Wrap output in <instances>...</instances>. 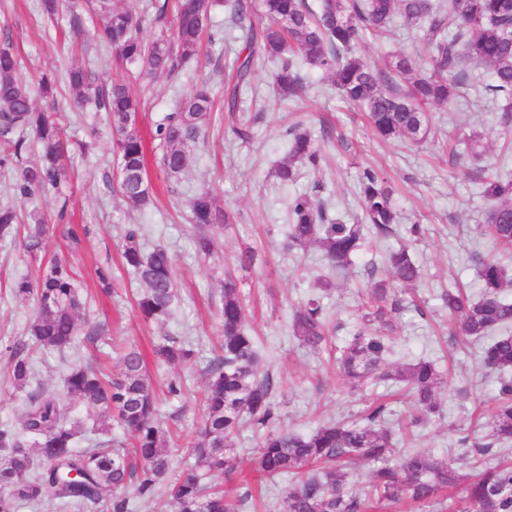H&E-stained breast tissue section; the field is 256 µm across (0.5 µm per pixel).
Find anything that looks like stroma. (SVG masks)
<instances>
[{"label": "stroma", "instance_id": "obj_1", "mask_svg": "<svg viewBox=\"0 0 512 512\" xmlns=\"http://www.w3.org/2000/svg\"><path fill=\"white\" fill-rule=\"evenodd\" d=\"M66 27L63 21L54 26L43 24L39 0H0V41L10 40L29 75L46 74L57 81L54 99L37 100V107L60 112L66 135L90 144L86 153L72 155V177L64 189L72 223L85 227L86 232L75 243L61 232H54L45 242L43 256H64L75 266L91 299L86 321L106 326L94 354L103 358L113 346L129 344L147 351L148 374L158 394L160 412L172 432L170 477L187 471L193 463L185 447L204 420L206 368L223 340L219 308L222 282L228 272L237 278L247 302L248 320L258 334L261 367L276 383L275 403L284 428L306 433L326 419H356L376 399L386 404V426L395 428L405 423L414 410L408 394L387 381L377 382L367 391L351 387L329 365L327 352H314L291 331L295 308L315 298L334 321L342 323L335 343L345 345L357 323L359 306L372 285L367 267L385 270L388 252L404 244L421 268V279L404 296V307L396 320L391 361L402 364L428 358L441 372L452 373L455 382L470 385L471 390L462 398L452 388L441 387L438 398L442 418L416 438L396 435L393 457L398 460L414 449L428 448L459 459L463 453L461 437L472 433L474 413L491 414L498 384L494 377L481 372V342L469 339L451 344L448 315L440 294L455 283L478 294L480 281L473 257L490 256L497 249L492 241L475 234L487 207L475 168L468 163H452L446 147L454 143L458 129L478 130L485 134L483 165L498 162V135L494 128L497 99L470 92L452 107L433 109V139L422 146L399 140L381 142L374 138L364 113L345 103L317 70L306 68L301 72L306 86L303 99L274 100V66L261 61L256 66L253 87L271 104L268 111L259 113L252 142L238 141L223 106H216L206 144L194 148L185 173L171 184L156 165L154 123L196 83L205 80L216 92H223L241 44L237 31L219 12L214 16V27L220 37L209 46L205 63L172 76L162 74L130 84L132 92L146 103L139 131L148 148V178L156 192L154 206L136 213L103 185L106 173L114 166L109 117L89 106H72L64 81L65 72L77 63L91 67L104 80L117 78L122 71L112 52L106 50L92 47L81 55L64 53L61 34ZM421 36L419 28L400 23L393 32L381 36L366 34L361 52L380 66L388 55L418 50ZM298 124L317 136L326 129L331 132L326 144L330 161L321 177L332 216L353 223L359 213L358 174L362 167L371 165L394 186L402 223L423 224L424 237L413 243L404 235L372 243L354 256L345 272L336 276L327 268L318 247L284 251L288 199L310 190L313 183L311 177L305 176L283 186L273 175L275 165L287 156L288 130ZM203 188L211 189L218 205L234 215L231 223L213 228L215 250L207 258L198 253L194 232L185 221L189 197ZM130 224L143 225L146 247L163 246L175 261L176 297L173 314L165 324L151 325L142 320L136 306L142 286L121 264L122 235ZM250 247L256 249L259 259L244 271L238 258ZM100 265L112 269L114 288L108 295L101 292L96 281L95 269ZM37 270V262L24 258L18 244L0 242V423L16 422L25 399L24 393L14 391L7 381L3 350L11 340L25 335L34 312L32 301L11 296V283L16 276L33 275ZM165 334L187 337L195 351L193 361L180 365L157 362L151 349ZM89 354L81 346L65 353L38 352L37 382L45 390L61 395L63 405L85 419L88 426H104L109 436H121L116 422L102 424L93 409L63 394L67 364L88 358ZM172 379L183 385L182 395L176 398L164 391L165 383ZM207 479L233 497L245 492L247 486L263 485L264 506L250 505L244 512H277V502L292 482L291 475L285 474L262 483L249 468L229 476L213 471Z\"/></svg>", "mask_w": 512, "mask_h": 512}]
</instances>
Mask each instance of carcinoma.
Returning a JSON list of instances; mask_svg holds the SVG:
<instances>
[{"instance_id":"obj_1","label":"carcinoma","mask_w":512,"mask_h":512,"mask_svg":"<svg viewBox=\"0 0 512 512\" xmlns=\"http://www.w3.org/2000/svg\"><path fill=\"white\" fill-rule=\"evenodd\" d=\"M40 13L54 21L63 16L83 42L115 53L123 65L138 74H174L199 60L204 40L214 41L212 19L222 9L244 37L245 57L224 87V111H242L241 91L251 87L255 61L267 59L282 97L298 98L303 79L297 63L328 76L346 102L367 112L375 135L382 140L427 142L432 133L429 108L451 106L462 92L483 89L503 101L497 109L499 134L512 136V0H320L314 9L308 0H151L139 15L114 0H40ZM95 18L85 26V15ZM400 18L422 31V50L393 54L375 66L359 53L365 32L387 30ZM156 30L146 41L143 25ZM65 81L74 102L91 104L111 117L110 140L116 155V173L105 186L129 208L141 212L154 204L147 176L146 152L138 121L143 103L125 81L104 83L92 70L70 68ZM55 81L29 78L9 40L0 44V172L11 178L10 189L30 210L0 205V241L20 240L24 254L37 259L45 249L48 232L67 217V201L45 213L38 199L61 190L70 176L69 154L87 149L83 142L66 138L52 112L36 108L35 98L54 95ZM213 94L202 84L180 99L155 126L161 171L172 181L184 173L190 152L205 143L211 120ZM288 160L280 163L279 183L293 184L307 172L318 175L327 156L322 142L299 126L291 128ZM467 156H484L478 133L463 135ZM488 202L479 234L502 248L512 249V177L491 169L482 178ZM361 218L345 224L329 214L324 186L314 180L310 191L288 200L291 223L285 247L316 245L329 268L341 273L361 250L365 232L387 239L405 232L419 239L423 226L403 228L394 190L382 174L364 167L358 177ZM198 253H213L214 241L206 229L232 223L229 211L217 206L214 194L203 189L188 202ZM124 266L143 286L137 309L144 320L163 324L171 315L175 268L163 248L151 251L142 243V230L130 225L124 235ZM388 277L374 281L367 305L359 313L363 327L339 350L340 374L355 388L374 381L400 384L415 397L417 410L410 427L423 430L440 416L436 390L446 383L436 364L419 359L401 368L387 363L393 351L396 316L403 309L396 289L414 286L420 268L402 247L386 259ZM482 283L475 299L462 288L442 295L453 336L489 338L480 364L497 379L496 406L482 438L465 437L464 457L470 472L433 451L418 449L395 466L390 464L393 434L383 426L384 405L373 408L365 423L328 420L306 434L284 429L275 413V383L260 369L258 339L247 323L238 283L224 277L221 353L207 367L205 421L190 442L195 468L174 483L166 482L172 449L158 419L155 393L144 355L137 347L118 352L119 372L109 376L89 360H75L63 376L66 394L101 415H110L131 439L96 442L90 451L78 450L88 433L86 422L74 417L59 397L41 387L36 378L33 352L73 347L86 302L72 266L53 258L37 276L13 281L12 295L32 299L35 313L27 337L6 347L11 384L27 391L19 423L0 424V512H17L20 502L55 499L61 507L74 503L96 512H127L121 493L132 491L145 498L165 496L171 512H242L251 494L229 497L203 483L211 471L233 473L241 460L231 453L230 439L244 424L260 431L255 466L269 478L284 473L295 481L278 502L279 512H380L385 503L409 500L425 507L445 489L462 486V496L448 512H512V464L489 463L512 444V302L504 290L512 288V267L494 257L478 258ZM377 324L375 330L367 329ZM291 330L304 346L318 351L333 333L328 316L316 299L299 305ZM155 354L168 364H183L194 357L191 344L181 336L164 335ZM357 460L377 467L367 482L354 488L347 468ZM76 477H71V474Z\"/></svg>"}]
</instances>
